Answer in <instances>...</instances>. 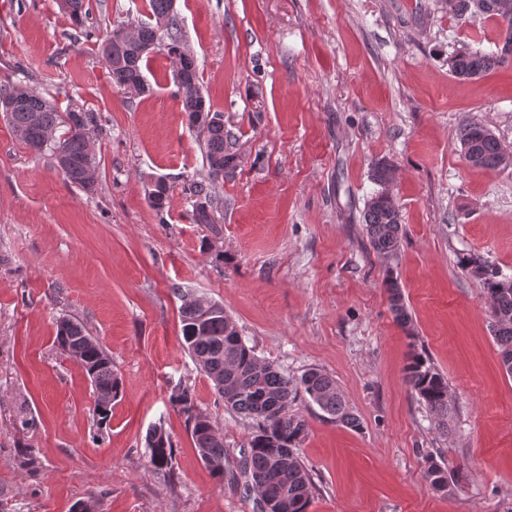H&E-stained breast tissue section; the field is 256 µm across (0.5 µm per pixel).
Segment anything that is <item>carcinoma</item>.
<instances>
[{"label": "carcinoma", "mask_w": 512, "mask_h": 512, "mask_svg": "<svg viewBox=\"0 0 512 512\" xmlns=\"http://www.w3.org/2000/svg\"><path fill=\"white\" fill-rule=\"evenodd\" d=\"M153 22L137 24V34L120 42L107 32L100 42L102 62L112 84L138 95L151 92L143 72L149 52L147 43H156L173 59L186 48L176 32L173 0H149ZM448 11L468 20L492 19L506 28L501 50H460L448 58L450 72L460 79L485 76L512 61V0H448ZM182 110L191 126L201 111L213 112L219 121L199 127L203 134L206 176L190 183L188 191L196 197L193 221L212 223L211 214L218 205L212 185L224 178V166L233 159L232 136L224 130V113L212 111L201 91L196 60L187 61L174 72ZM0 112L20 135L25 145L37 155H49L63 168L65 179L83 190H96L99 161L90 146L87 130L95 116L91 112L71 109L61 112L35 89L22 83L0 86ZM459 139L465 157L473 158L474 167L496 170L505 155L495 135L477 120L462 125ZM379 186L367 200L363 224L373 251L389 260L398 256L401 241L400 214L393 197L386 192L391 170L378 164L372 173ZM171 184L157 179L145 190L149 205L162 211L170 198ZM462 268L481 280L490 300L489 317L498 346L501 364L512 376V278L488 268L472 257L461 261ZM389 309L396 322L410 330L412 317L402 287L389 280L385 284ZM181 333L184 346L195 366L212 383L225 408L253 421L255 431L237 460L236 475L244 478L243 490L257 493V512H308L315 484L311 470L300 456V447L308 433L307 421L294 410L299 393L307 395L327 414V418L345 427L357 429L361 422L343 398L335 380L323 371L311 368L294 380L277 365L260 359L239 335L232 317L216 301L190 292L181 294ZM54 343L76 363L90 379L96 405L93 416L98 426L108 425L112 417V400L120 395L121 379L112 355L102 342L91 335L78 320L62 317L57 322ZM411 390L433 413L436 429L448 431V381L421 352H413L406 367ZM172 407L185 418L194 450L219 481L224 482L226 453L224 437L216 419L197 403L187 383H177L170 395ZM149 463L158 471L173 474L174 448L166 430L151 429L146 435ZM433 490L448 494L453 479L435 462L427 468Z\"/></svg>", "instance_id": "obj_1"}]
</instances>
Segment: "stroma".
Returning <instances> with one entry per match:
<instances>
[{
    "label": "stroma",
    "mask_w": 512,
    "mask_h": 512,
    "mask_svg": "<svg viewBox=\"0 0 512 512\" xmlns=\"http://www.w3.org/2000/svg\"><path fill=\"white\" fill-rule=\"evenodd\" d=\"M88 3L78 26L59 0H0V85L94 112L100 162L86 193L0 116V512H71L99 490L103 512H255L254 495L214 479L169 402L190 384L235 467L253 424L225 410L183 346V289L223 303L289 376L333 377L359 417L338 425L298 396L309 512H512V376L483 286L460 266L473 255L512 277V161L473 168L458 138L479 120L512 158V64L473 81L448 70L458 50H493L499 26L475 41L445 0H174L202 92L236 138L213 228L193 222L181 190L206 165L170 60L151 54L153 92L138 96L99 57L100 34L148 21V0ZM380 163L403 226L391 261L362 224ZM158 177L175 186L160 213L145 197ZM390 276L412 332L389 310ZM63 316L100 338L122 379L106 428L84 372L54 345ZM415 343L448 380L447 433L406 382ZM160 421L170 479L146 448ZM431 457L458 472L452 495L430 489Z\"/></svg>",
    "instance_id": "stroma-1"
}]
</instances>
